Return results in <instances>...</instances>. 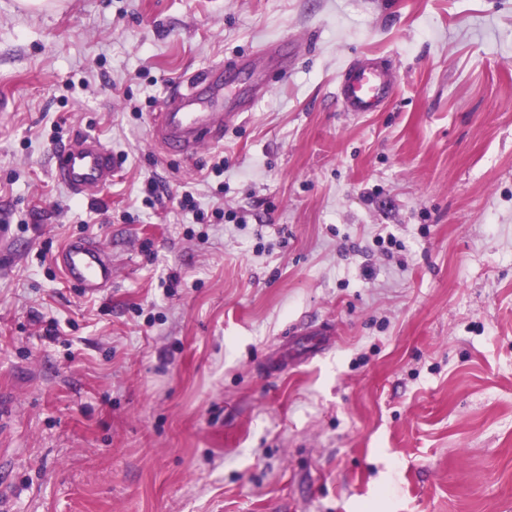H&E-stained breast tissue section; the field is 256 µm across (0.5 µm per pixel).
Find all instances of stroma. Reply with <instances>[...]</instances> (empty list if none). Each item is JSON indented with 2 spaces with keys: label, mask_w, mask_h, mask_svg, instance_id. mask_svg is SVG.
<instances>
[{
  "label": "stroma",
  "mask_w": 512,
  "mask_h": 512,
  "mask_svg": "<svg viewBox=\"0 0 512 512\" xmlns=\"http://www.w3.org/2000/svg\"><path fill=\"white\" fill-rule=\"evenodd\" d=\"M274 38L223 142L153 145L171 85ZM367 60L394 95L343 111ZM0 97L14 512H512V0H0ZM85 134L125 158L93 200L52 176ZM76 235L112 250L90 300ZM396 79L388 67L348 64L339 81V101L346 112H378L392 97ZM55 263L85 296H100L112 286V252L94 238L69 239L57 252ZM290 332L291 336H299L312 352H317L325 346L324 336H332L330 327H318L316 324H302Z\"/></svg>",
  "instance_id": "obj_1"
}]
</instances>
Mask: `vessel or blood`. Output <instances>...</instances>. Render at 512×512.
<instances>
[{"label":"vessel or blood","instance_id":"b4317fda","mask_svg":"<svg viewBox=\"0 0 512 512\" xmlns=\"http://www.w3.org/2000/svg\"><path fill=\"white\" fill-rule=\"evenodd\" d=\"M252 60L238 58L198 69L175 85L165 96L159 112L153 113V144L186 159L194 158L205 144L223 140L224 130L253 108L250 98L238 97L234 112L210 111L227 88L229 76L250 72ZM397 75L388 67L354 63L344 67L339 81V101L348 112H376L394 93ZM56 181L74 194L92 198L112 183L115 167L111 149L98 137L88 135L59 152L52 168ZM55 263L66 280L86 296H98L112 286V252L90 237L69 239L57 252ZM331 329L302 324L296 327L310 351L321 350Z\"/></svg>","mask_w":512,"mask_h":512}]
</instances>
